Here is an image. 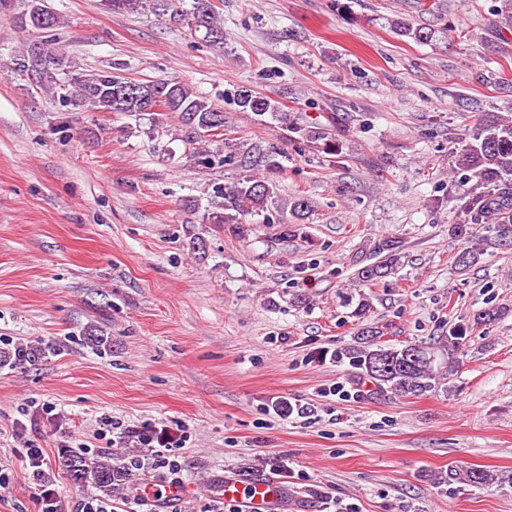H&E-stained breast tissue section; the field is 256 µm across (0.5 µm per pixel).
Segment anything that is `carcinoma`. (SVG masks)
I'll use <instances>...</instances> for the list:
<instances>
[{"label": "carcinoma", "instance_id": "obj_1", "mask_svg": "<svg viewBox=\"0 0 512 512\" xmlns=\"http://www.w3.org/2000/svg\"><path fill=\"white\" fill-rule=\"evenodd\" d=\"M496 2L492 12L501 24L512 26V0ZM23 3L17 21L22 29L41 36V47L37 54L30 48L17 56L13 62L15 72L32 77L74 108L133 116L156 105L177 114L186 129L187 141L202 144L193 152L200 166H222L237 158L244 168L262 166L268 174L280 172L279 151H254L231 142L224 137V111L180 81L141 82L109 70H73L72 62L54 46L50 35L60 24L59 14L47 0H23ZM109 6L117 11L141 7L158 16H178L187 20L190 31L200 34L202 41L218 51L224 49V28L211 0H109ZM390 26L397 36L421 44L432 42L436 35V31L416 26L406 18L393 20ZM232 98L239 110L260 117L271 115L288 132V137L312 143L317 151L335 159V163L342 162V144L328 129H309L299 118L283 110L278 101L253 90L241 87L232 93ZM451 175L458 179L454 182V219L448 231L465 244L455 258V267L465 271L480 263L486 254L511 252L512 243L505 242L503 229L512 226V116L488 115L473 126L453 152ZM213 194L217 201L207 213V223L224 224L242 239L250 231V218L263 216L278 204L276 181L268 176L245 174L231 184L214 185ZM313 207L308 197H294L289 203L291 220L281 225V235H295L299 226L309 219ZM374 254L376 261L356 272L361 288L374 287L401 265L402 248L397 240H380ZM506 312L507 308L502 306L485 307L474 312L467 322L449 327L448 334L425 344L388 343L381 340L382 332L378 328L366 326L360 332L359 345L347 351L349 362L377 393L423 396L441 387L454 355L465 345L469 328L492 327ZM84 343L98 354L112 353V336L103 329H88ZM57 352V344L43 341L0 347V370L32 366ZM58 464L73 485L91 486L107 497L129 480L127 470L109 454L88 459L67 452L59 457ZM449 477L473 487L493 483V476L481 469L458 474L452 471Z\"/></svg>", "mask_w": 512, "mask_h": 512}]
</instances>
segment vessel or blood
<instances>
[{
    "mask_svg": "<svg viewBox=\"0 0 512 512\" xmlns=\"http://www.w3.org/2000/svg\"><path fill=\"white\" fill-rule=\"evenodd\" d=\"M221 492L225 501L235 503L238 512H282L288 500V484L277 477L243 479L235 475L224 476ZM146 498L166 504L183 497L181 486L171 483H152L143 489Z\"/></svg>",
    "mask_w": 512,
    "mask_h": 512,
    "instance_id": "1",
    "label": "vessel or blood"
}]
</instances>
